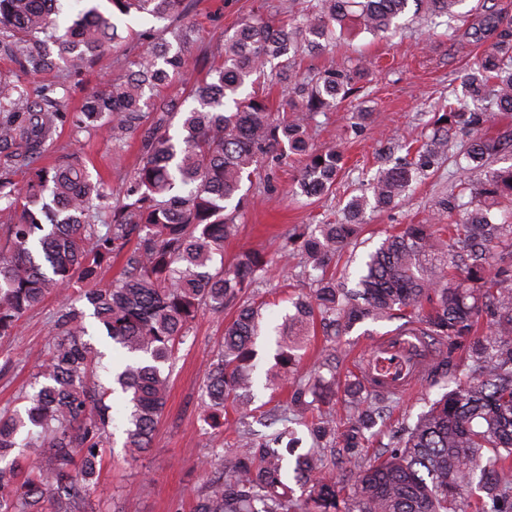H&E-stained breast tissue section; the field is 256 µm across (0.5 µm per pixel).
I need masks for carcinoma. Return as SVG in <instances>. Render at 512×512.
<instances>
[{"mask_svg": "<svg viewBox=\"0 0 512 512\" xmlns=\"http://www.w3.org/2000/svg\"><path fill=\"white\" fill-rule=\"evenodd\" d=\"M63 0H0V55L15 74L0 73V338L11 336L22 318L51 296L62 298L33 392L20 409L0 412V512H95L91 499L109 443L112 396L121 391L131 404L126 454L145 452L166 405L170 375L163 366L192 324L208 308L221 311L241 298L268 261L254 252L231 268L224 240L233 236L252 182L268 157L294 155L302 162L301 194L327 196L342 170L334 148L311 147L310 121L347 99L361 71L327 68L300 76L288 72L304 51H324L336 30L373 35L395 32L409 0H308L288 25L269 15L245 19L224 34V55L205 79L193 84L196 106L158 89L188 74L183 47L193 41V0H110L112 15L97 7L75 17L62 15ZM465 0H414L422 20L460 17ZM148 13L170 24L152 47L132 62L134 69L88 93L68 111L67 79L92 64L110 45L116 16ZM180 45L171 52L166 35ZM470 38L493 39L492 48L467 74L466 92L487 102L474 107L448 99L433 117V133L408 166L380 170L371 196L347 202L344 220L318 224L286 237L283 258L306 273L326 270L356 232L368 203L387 209L403 198L413 174L436 165L449 143L469 137L467 158L484 170L511 141L484 134L492 112H512V29L489 12L472 24ZM276 65L291 111L271 112L258 85ZM181 116L177 134L172 121ZM73 134L100 131L119 147L135 135L141 159L122 179L114 205L92 179L82 155L72 152L43 164L58 128ZM469 193V209L444 237L433 226L453 215L457 195ZM124 255L122 277L102 285V270ZM89 285L69 293L76 280ZM84 300L112 341L115 383L91 382L104 353L83 340ZM294 313L278 328L281 369L269 381L288 379V367L304 347L310 329L334 341L366 320L401 318L398 336H419L433 346L448 342L417 370L428 385L448 387L407 431L397 449L365 464L348 459L354 497L345 512H467L473 490L475 512H512V166L467 180L458 194L435 206L426 224H409L388 235L369 254L358 288L351 291L322 274L309 293L292 301ZM264 303L238 306L224 329L221 349L209 360L203 387L208 418L230 405L245 411L254 385L253 344L264 323ZM465 349L472 365L462 376L453 366ZM360 397L349 392L353 410L345 430L333 415L310 422L316 441L330 448H357L378 422L382 404H392L403 377L364 369ZM320 380L297 384L289 406L302 411L307 392ZM289 430L260 440L247 438L226 470L212 471L193 512H339L346 484L333 474L324 448L298 458L294 473L303 494L288 487L285 455L275 448ZM30 448H48L33 458Z\"/></svg>", "mask_w": 512, "mask_h": 512, "instance_id": "1", "label": "carcinoma"}]
</instances>
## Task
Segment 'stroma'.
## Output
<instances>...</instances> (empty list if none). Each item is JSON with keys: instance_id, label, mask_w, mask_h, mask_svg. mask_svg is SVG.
<instances>
[{"instance_id": "35a3bbf8", "label": "stroma", "mask_w": 512, "mask_h": 512, "mask_svg": "<svg viewBox=\"0 0 512 512\" xmlns=\"http://www.w3.org/2000/svg\"><path fill=\"white\" fill-rule=\"evenodd\" d=\"M267 2L198 0L194 11L197 34L186 48L197 69L219 58L224 33L234 31L242 19L266 12ZM488 9L503 25L512 27V0H466V21L444 22L432 29L408 12L396 34L385 38L368 33L344 36L323 54L299 57L295 68L300 72L329 67L365 69L352 95L336 109L317 114L312 123L314 145L336 147L344 156L343 170L332 194L307 198L295 193L301 168L295 158L264 162L248 188V203L237 220V232L224 245L225 267H232L248 250L263 252L272 263L278 260L287 229L297 224L313 226L334 221L349 198L362 194L378 170L396 164L398 156L389 152V144L431 135L434 113L447 105L449 94L463 95L464 77L484 51L467 31ZM162 26L161 20L145 14L124 17L116 48L105 51L91 67L70 77L68 109L80 106L85 95L107 79L124 73L129 60L141 53ZM360 112L368 113L367 121L357 120ZM464 144V137H457L438 171L417 177L394 208L366 209L357 233L332 267L347 287H355L362 260L382 239L407 225L425 223L435 202L448 195L460 179L479 180V173L467 170ZM74 151L87 158L89 172L101 177L111 189L118 188L139 161L137 141H129L118 150L101 134L75 135L69 128H59L48 158ZM302 290V284L272 267L262 274L256 287L246 292L247 297L265 301L272 326L255 343L254 401L243 422L261 437L282 428L285 422L283 406L292 388L267 385L265 373L277 363L275 328L292 312V300ZM59 306L58 299H49L27 313L13 336L0 339L1 411L18 406L30 391ZM235 314L232 305L220 312H204L180 344L170 374L166 407L145 453L127 458L123 430L114 428L94 492L101 512H191L206 481L199 461L206 458L226 464L234 460L239 451L236 429L242 422L231 412L223 427L210 428L204 421L201 394L207 363L220 347L224 328ZM398 326L395 319L357 324L337 338L332 352L327 351L324 336H312L301 352L298 372L308 374L319 369L323 361H330L336 385L327 389L326 396L343 404L346 389L357 381L360 364L368 363L390 373L406 368L411 339L394 338ZM440 393V387L410 379L398 403L378 422L381 434L369 442L366 457H373L380 448L397 445L404 429L413 426L418 414L426 411Z\"/></svg>"}]
</instances>
